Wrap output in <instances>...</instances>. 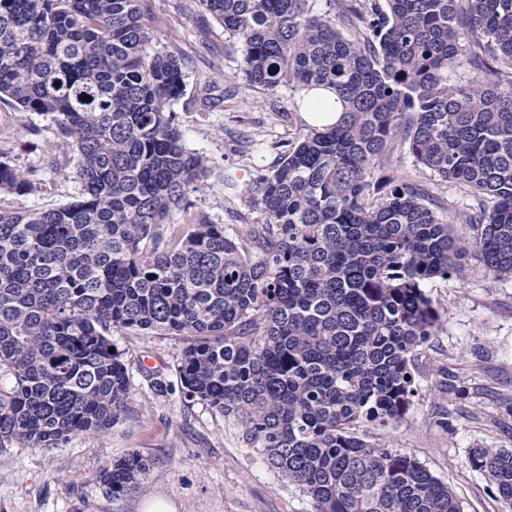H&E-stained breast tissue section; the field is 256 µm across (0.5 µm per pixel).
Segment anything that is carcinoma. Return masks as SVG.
I'll return each instance as SVG.
<instances>
[{
    "label": "carcinoma",
    "mask_w": 512,
    "mask_h": 512,
    "mask_svg": "<svg viewBox=\"0 0 512 512\" xmlns=\"http://www.w3.org/2000/svg\"><path fill=\"white\" fill-rule=\"evenodd\" d=\"M199 3L241 44L249 85L287 87L297 112L330 111L321 88L343 104L245 183L261 222L235 237L169 220L206 166L171 110L182 55L155 49L142 0H0V102L50 119L80 195L0 210V450L114 427L130 376L112 331L164 332L186 343L185 400L235 418L313 512H464L380 432L418 397L441 325L426 284L463 279L471 250L512 277V0ZM461 59L473 76L453 82ZM397 138L477 201L470 241L437 192L386 174ZM29 185L1 154L0 191ZM469 462L512 507V450ZM147 471L132 452L98 479L121 496Z\"/></svg>",
    "instance_id": "obj_1"
}]
</instances>
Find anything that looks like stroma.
<instances>
[{
    "mask_svg": "<svg viewBox=\"0 0 512 512\" xmlns=\"http://www.w3.org/2000/svg\"><path fill=\"white\" fill-rule=\"evenodd\" d=\"M162 51L181 52L187 95L221 70L206 112L175 102L178 128L201 155L206 175L189 194V213H203L225 229L239 227L241 189L256 168L273 166L288 139L292 93L249 85L237 70L240 48L193 0H145ZM56 142L49 120L0 102V152L29 173L31 189L0 195V208L45 210L74 201V180L42 170ZM463 280H434L427 290L442 326L425 348L419 396L404 419L385 433L394 448L414 455L447 483L465 512H512L472 469L474 448H512V278L489 272L475 255ZM131 381L130 411L105 434L88 432L61 448L14 447L0 452V512H142L160 498L174 512H312L296 486L273 470L261 449L247 445L235 419L188 404L175 368L180 337L116 331ZM448 367L440 388L432 362ZM149 461L139 490L112 497L97 474L131 452Z\"/></svg>",
    "mask_w": 512,
    "mask_h": 512,
    "instance_id": "35a3bbf8",
    "label": "stroma"
}]
</instances>
